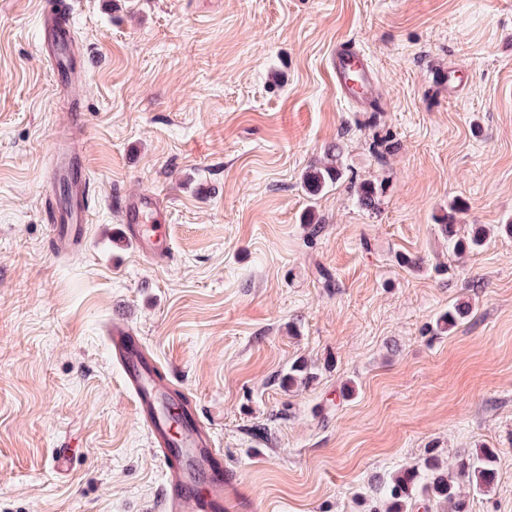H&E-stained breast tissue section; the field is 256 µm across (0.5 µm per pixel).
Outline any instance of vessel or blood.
I'll return each mask as SVG.
<instances>
[{
	"label": "vessel or blood",
	"mask_w": 512,
	"mask_h": 512,
	"mask_svg": "<svg viewBox=\"0 0 512 512\" xmlns=\"http://www.w3.org/2000/svg\"><path fill=\"white\" fill-rule=\"evenodd\" d=\"M39 52L52 64L56 92H68L82 68L68 9L57 10L50 4L43 8ZM330 64L336 88L344 98L362 109L374 103L378 76L352 42H337ZM90 183L80 157L57 156L44 193V217L55 253L75 251L84 242ZM116 212L126 239L142 256L161 264L172 260L166 213L156 195L126 196ZM109 347L135 414L146 426L152 450L165 470L164 512H243L238 477L225 467L224 452L216 444L212 427L197 407L184 404L186 391L174 373L161 371L142 338L127 324L112 325Z\"/></svg>",
	"instance_id": "vessel-or-blood-1"
}]
</instances>
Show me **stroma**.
<instances>
[{
	"label": "stroma",
	"instance_id": "obj_1",
	"mask_svg": "<svg viewBox=\"0 0 512 512\" xmlns=\"http://www.w3.org/2000/svg\"><path fill=\"white\" fill-rule=\"evenodd\" d=\"M42 2L0 0V512H163L110 359L122 319L185 380L246 512H374V477L482 448L494 485L460 491L512 512V0H72L65 95ZM342 39L378 69L375 109L336 91ZM64 143L95 197L85 246L55 254L41 200ZM332 145L343 178L309 196ZM369 181L373 211L350 189ZM138 193L168 208L169 266L121 241ZM454 200L460 233L486 231L461 256L439 225ZM458 300L470 315L437 333ZM296 363L314 380L288 383ZM39 53L48 58L53 68L57 93H67L81 76V57L72 32L68 3L55 11L53 2H47L40 15Z\"/></svg>",
	"mask_w": 512,
	"mask_h": 512
}]
</instances>
